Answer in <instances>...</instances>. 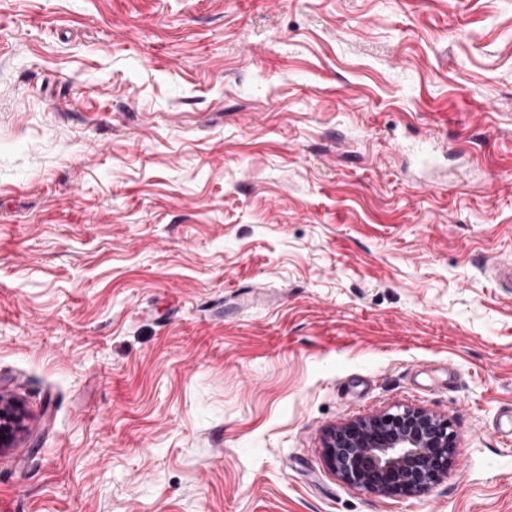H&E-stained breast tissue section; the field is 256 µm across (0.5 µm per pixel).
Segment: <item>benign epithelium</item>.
<instances>
[{"mask_svg": "<svg viewBox=\"0 0 512 512\" xmlns=\"http://www.w3.org/2000/svg\"><path fill=\"white\" fill-rule=\"evenodd\" d=\"M20 420L16 407H0L1 448ZM455 451L448 420L411 407L347 423L326 440L329 465L345 482L386 496L427 492L448 473Z\"/></svg>", "mask_w": 512, "mask_h": 512, "instance_id": "1", "label": "benign epithelium"}]
</instances>
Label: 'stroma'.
<instances>
[{"instance_id": "stroma-1", "label": "stroma", "mask_w": 512, "mask_h": 512, "mask_svg": "<svg viewBox=\"0 0 512 512\" xmlns=\"http://www.w3.org/2000/svg\"><path fill=\"white\" fill-rule=\"evenodd\" d=\"M505 261L512 0H0V512H512ZM21 420L15 406L0 407V447L4 448L12 441ZM456 447L448 420L404 407L331 430L326 456L352 486L386 496H416L448 473Z\"/></svg>"}]
</instances>
